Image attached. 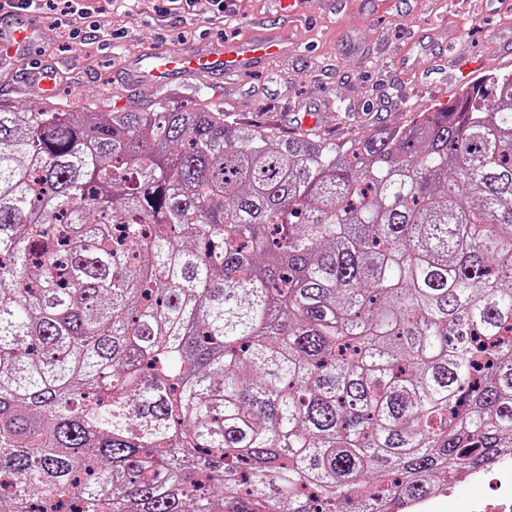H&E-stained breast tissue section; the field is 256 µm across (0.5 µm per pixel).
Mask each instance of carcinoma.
<instances>
[{
    "instance_id": "cac0c4a2",
    "label": "carcinoma",
    "mask_w": 512,
    "mask_h": 512,
    "mask_svg": "<svg viewBox=\"0 0 512 512\" xmlns=\"http://www.w3.org/2000/svg\"><path fill=\"white\" fill-rule=\"evenodd\" d=\"M512 72L335 140L0 106V512H400L512 454Z\"/></svg>"
}]
</instances>
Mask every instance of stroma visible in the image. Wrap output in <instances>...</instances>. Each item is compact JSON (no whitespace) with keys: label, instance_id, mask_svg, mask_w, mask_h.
I'll return each instance as SVG.
<instances>
[{"label":"stroma","instance_id":"stroma-1","mask_svg":"<svg viewBox=\"0 0 512 512\" xmlns=\"http://www.w3.org/2000/svg\"><path fill=\"white\" fill-rule=\"evenodd\" d=\"M71 25L62 0H33L39 29L25 51L0 60V104L29 97L28 73L51 69L61 98L100 110L142 108L159 93L199 99L287 130L320 127L336 138L405 123L447 103L464 49L480 71H512V0H83ZM262 38L278 46L236 71L159 83L136 75L155 51L177 57Z\"/></svg>","mask_w":512,"mask_h":512}]
</instances>
